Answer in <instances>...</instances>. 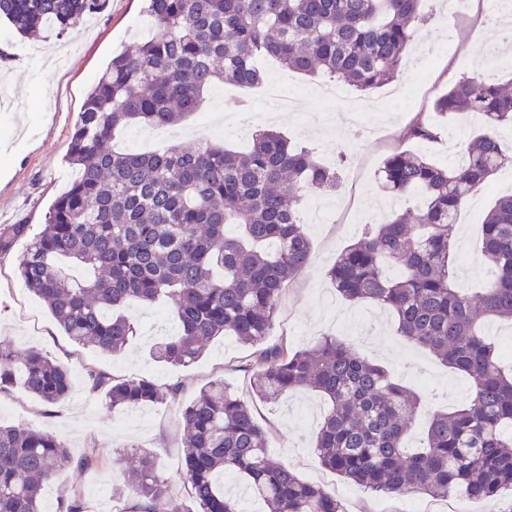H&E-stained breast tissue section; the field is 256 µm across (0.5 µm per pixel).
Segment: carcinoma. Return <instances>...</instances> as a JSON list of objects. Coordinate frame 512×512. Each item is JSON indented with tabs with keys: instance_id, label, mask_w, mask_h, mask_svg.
I'll return each instance as SVG.
<instances>
[{
	"instance_id": "carcinoma-1",
	"label": "carcinoma",
	"mask_w": 512,
	"mask_h": 512,
	"mask_svg": "<svg viewBox=\"0 0 512 512\" xmlns=\"http://www.w3.org/2000/svg\"><path fill=\"white\" fill-rule=\"evenodd\" d=\"M109 0H0V17L21 35L62 37ZM157 35L112 60L91 86L71 134L72 185L54 201L16 275L74 342L122 352L137 335L131 305L166 303L179 331L155 343L153 358L187 367L210 342L233 336L254 348L246 365L254 398L272 402L308 389L324 400L314 451L343 479L387 495L447 499L464 492L498 501L512 491V374L480 331L490 318L512 321V194L498 197L481 223V253L494 277L471 295L456 284V218L462 206L512 162L496 135L512 125V90L484 72L452 81L435 114L478 113L484 130L451 168L396 150L378 180L397 196L420 194L416 208L369 227L336 257L327 275L353 303L395 315L399 335L470 381L466 400L437 412L426 444L404 440L420 400L334 337L311 349L266 347L285 288L308 266L312 245L298 219V192L334 189L336 171L307 149L263 129L248 150L210 143L153 152H118L115 132L131 124L177 126L224 82L261 84L259 58L305 75H327L361 91L394 80L423 18L421 0H145ZM400 139H438L418 112ZM229 224L236 236H226ZM30 225H0V259ZM21 379L45 405L68 398L69 368L38 349L0 344V391ZM89 390L114 410L157 401L150 377L118 379L89 367ZM256 404L222 379L202 386L181 412L183 483L190 502L172 498L150 451L112 460L126 475L112 489L119 512H242L224 475L242 480L264 512H344L336 496L302 480L268 452ZM61 438L0 424V512H44L43 490L57 472L89 467Z\"/></svg>"
}]
</instances>
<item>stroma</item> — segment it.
<instances>
[{
	"mask_svg": "<svg viewBox=\"0 0 512 512\" xmlns=\"http://www.w3.org/2000/svg\"><path fill=\"white\" fill-rule=\"evenodd\" d=\"M422 11L426 23L414 39L406 68L387 85L370 92L346 85L342 98L324 102L317 96L322 77L302 76L265 59L260 67L267 81L284 82L300 99L297 110L269 112L257 89L224 84L210 91L201 112L171 131L176 140L192 134L201 142L241 149L253 132L271 126L292 144L312 149L322 162L338 164L336 190L308 191L302 196L301 218L312 240V256L284 291L266 342L285 340L308 348L331 335L368 361L388 368L426 399L408 441L412 447L419 446L425 423L434 412L452 409L466 397L468 380L398 336L389 311L345 300L327 271L367 221L378 223L389 212L408 208L407 199L382 193L378 172L386 156L399 147L398 134L412 116L431 111L434 100L447 91L449 80L484 71L503 82L512 80V25L490 26V19L500 14L491 0H467L465 11L453 20L447 18L442 0H424ZM151 34L143 0H109L103 12L70 33L76 49L60 69L33 54L32 40L17 34L8 21H0V49L9 55L0 65V80L8 83L7 102L0 107V224L23 221L31 233L42 230L51 204L75 177L66 154L88 90L113 52ZM440 126L439 140L421 146L420 151L438 164L453 165L460 158L461 144L481 129L482 121L470 113L441 120ZM505 193H512V166L476 191L458 216L459 287L478 288L492 277L478 251L479 224L492 199ZM26 247V240H19L13 256L0 261V341L17 349H42L68 366L73 389L70 398L47 406L21 383H14L0 392V423L56 434L75 455L92 452L98 458L92 468L74 466L58 473L44 490L48 512H55L59 497L73 492L81 495L86 512H115L112 488L122 483L123 476L109 461L131 445L151 449L170 493L184 496L181 410L204 384L217 378L243 399H250V374L244 369L249 348L235 337L222 336L191 366L175 368L156 362L152 344L176 330L162 307L130 309L139 331L120 354L79 346L15 275V257ZM89 366L114 377L148 376L163 389L179 381L184 390L175 400L166 396L115 411L106 407L101 395L90 392L85 377ZM323 407V400L312 392L259 404L260 421L270 429V454L302 479L335 494L345 512H405L407 498L369 491L320 464L313 446Z\"/></svg>",
	"mask_w": 512,
	"mask_h": 512,
	"instance_id": "stroma-1",
	"label": "stroma"
}]
</instances>
